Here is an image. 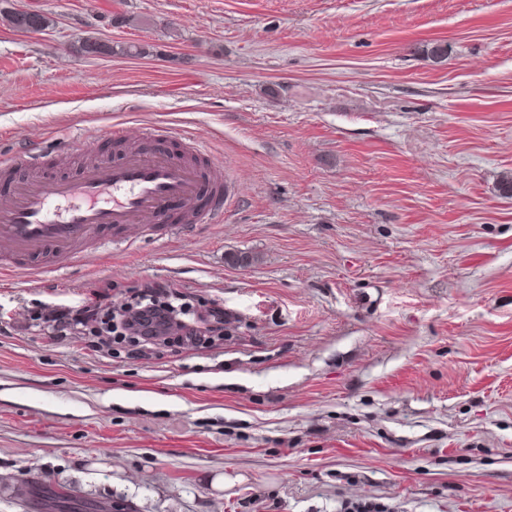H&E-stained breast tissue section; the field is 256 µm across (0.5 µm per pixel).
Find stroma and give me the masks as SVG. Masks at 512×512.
Listing matches in <instances>:
<instances>
[{
  "instance_id": "1",
  "label": "stroma",
  "mask_w": 512,
  "mask_h": 512,
  "mask_svg": "<svg viewBox=\"0 0 512 512\" xmlns=\"http://www.w3.org/2000/svg\"><path fill=\"white\" fill-rule=\"evenodd\" d=\"M1 9L51 22L0 17L15 177L165 127L234 196L0 267V512H512V0ZM158 287L223 339L149 355L53 322ZM6 16L13 27L24 31H44L49 26L48 18L40 13L14 12Z\"/></svg>"
}]
</instances>
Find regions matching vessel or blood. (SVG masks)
<instances>
[{
  "mask_svg": "<svg viewBox=\"0 0 512 512\" xmlns=\"http://www.w3.org/2000/svg\"><path fill=\"white\" fill-rule=\"evenodd\" d=\"M224 167L201 152L181 162L167 151L136 148L115 163L85 164L74 178L10 182L0 193V256L82 260L79 244L107 230L161 224L171 202L185 224L223 215Z\"/></svg>",
  "mask_w": 512,
  "mask_h": 512,
  "instance_id": "1",
  "label": "vessel or blood"
}]
</instances>
